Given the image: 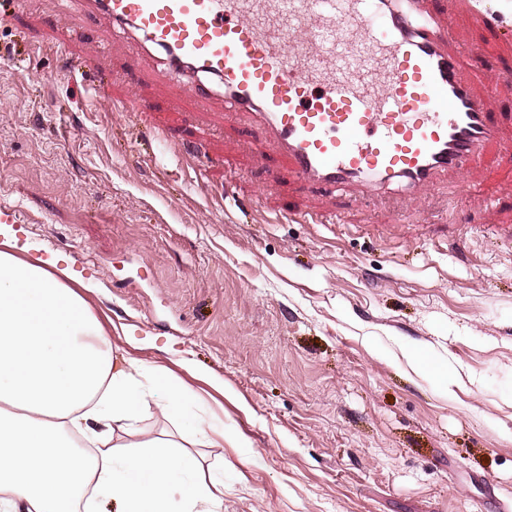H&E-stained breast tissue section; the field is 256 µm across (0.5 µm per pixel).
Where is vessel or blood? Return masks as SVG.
I'll use <instances>...</instances> for the list:
<instances>
[{
    "mask_svg": "<svg viewBox=\"0 0 512 512\" xmlns=\"http://www.w3.org/2000/svg\"><path fill=\"white\" fill-rule=\"evenodd\" d=\"M142 36L194 98L224 92L301 188L464 180L500 135L464 73L447 0H84Z\"/></svg>",
    "mask_w": 512,
    "mask_h": 512,
    "instance_id": "b4317fda",
    "label": "vessel or blood"
}]
</instances>
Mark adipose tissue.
I'll return each instance as SVG.
<instances>
[{
	"instance_id": "adipose-tissue-1",
	"label": "adipose tissue",
	"mask_w": 512,
	"mask_h": 512,
	"mask_svg": "<svg viewBox=\"0 0 512 512\" xmlns=\"http://www.w3.org/2000/svg\"><path fill=\"white\" fill-rule=\"evenodd\" d=\"M69 278L0 250V512H223V475L193 454L223 447L222 420L167 367L115 357ZM149 410L183 424L125 450L116 432Z\"/></svg>"
}]
</instances>
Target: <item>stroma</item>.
Wrapping results in <instances>:
<instances>
[{"label":"stroma","instance_id":"obj_1","mask_svg":"<svg viewBox=\"0 0 512 512\" xmlns=\"http://www.w3.org/2000/svg\"><path fill=\"white\" fill-rule=\"evenodd\" d=\"M477 6L489 26L461 11L456 37L488 109L512 112L494 35L512 0ZM95 51L100 100L71 65ZM273 155L81 5L0 21V236L88 283L130 357L223 379L224 445L195 455L223 470L224 512H512V129L466 191L303 190L271 180Z\"/></svg>","mask_w":512,"mask_h":512}]
</instances>
